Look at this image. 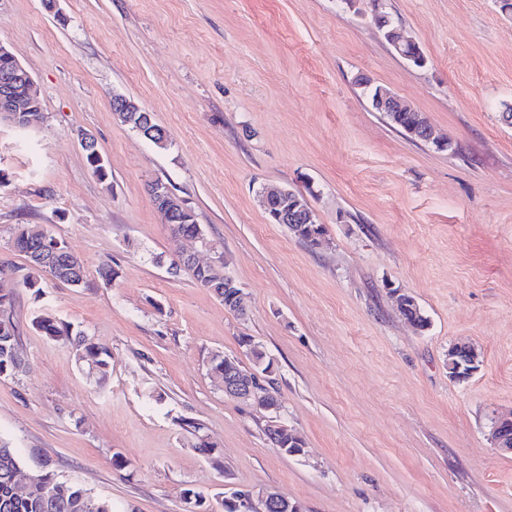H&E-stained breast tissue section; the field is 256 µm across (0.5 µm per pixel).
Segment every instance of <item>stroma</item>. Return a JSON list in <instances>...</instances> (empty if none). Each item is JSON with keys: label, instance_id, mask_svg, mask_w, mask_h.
Returning a JSON list of instances; mask_svg holds the SVG:
<instances>
[{"label": "stroma", "instance_id": "obj_1", "mask_svg": "<svg viewBox=\"0 0 512 512\" xmlns=\"http://www.w3.org/2000/svg\"><path fill=\"white\" fill-rule=\"evenodd\" d=\"M383 4L424 67L388 45L373 0H59L53 12L0 0V43L41 99L29 128L0 126V263L26 363L0 377V438L49 453L61 479L117 512H186L187 489L214 512L237 490L301 512H512V455L491 443L493 419L512 412V15L499 0ZM360 76L423 112L452 151L394 128ZM116 94L152 113L166 148L120 122ZM156 180L203 240L171 238ZM270 185L306 192L327 228L319 246L269 222ZM17 224L65 241L84 284L24 287ZM217 251L246 317L170 269ZM395 289L427 329L399 314ZM43 312L110 353L104 385L34 329ZM246 336L273 360L303 454L272 448L266 412L208 371L217 352L250 364ZM457 342L482 354L464 382L448 375Z\"/></svg>", "mask_w": 512, "mask_h": 512}]
</instances>
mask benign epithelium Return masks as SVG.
Masks as SVG:
<instances>
[{
  "label": "benign epithelium",
  "mask_w": 512,
  "mask_h": 512,
  "mask_svg": "<svg viewBox=\"0 0 512 512\" xmlns=\"http://www.w3.org/2000/svg\"><path fill=\"white\" fill-rule=\"evenodd\" d=\"M22 86L25 94H16V87ZM38 96L34 81L26 68L17 60L14 54L0 43V125L7 124L14 128H24L28 125L30 117H21L23 112H38ZM378 109L382 112H412L414 108L390 90L383 91L377 99ZM112 110L119 115L124 112H140L142 108L133 99L120 94L112 95ZM293 191L286 188H262L261 196L265 211H271L273 204H291V212L307 219L309 223H316L313 211L301 206V202L291 197ZM155 196L162 202L159 211L167 224L175 222L178 214L185 210L183 203L177 200L158 184ZM455 361L451 364L452 372L449 377L453 380H465L472 375L468 367L480 357V352L472 344L455 343ZM261 374L255 367L244 366L229 356H224V380L220 382L224 394L256 406L270 413L268 428L274 435L289 434L288 426L281 422L279 409L269 403L271 392L259 388ZM491 440L494 446L502 451L512 454V414L498 417L493 424ZM283 501V496L277 492L265 491L255 495L244 491L235 495V503L240 512H273Z\"/></svg>",
  "instance_id": "benign-epithelium-1"
}]
</instances>
